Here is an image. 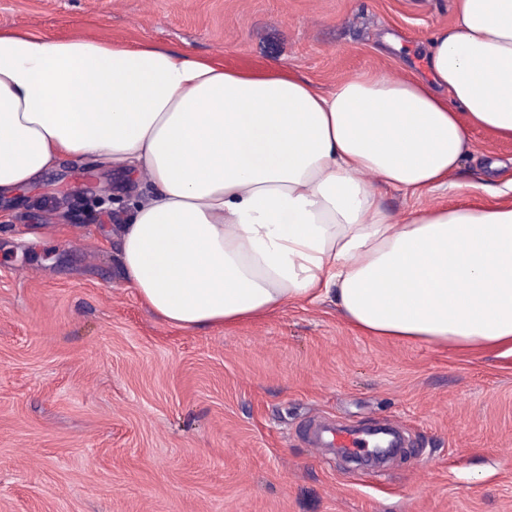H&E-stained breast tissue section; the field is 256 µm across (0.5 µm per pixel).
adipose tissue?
I'll return each mask as SVG.
<instances>
[{
    "mask_svg": "<svg viewBox=\"0 0 512 512\" xmlns=\"http://www.w3.org/2000/svg\"><path fill=\"white\" fill-rule=\"evenodd\" d=\"M474 127L512 139V0H458L425 74L329 93L276 62L0 30V195L65 156L147 174L118 260L185 330L330 297L370 336L512 350V202L397 224L364 180L445 187Z\"/></svg>",
    "mask_w": 512,
    "mask_h": 512,
    "instance_id": "1",
    "label": "adipose tissue"
}]
</instances>
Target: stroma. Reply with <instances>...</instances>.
<instances>
[{
    "instance_id": "obj_1",
    "label": "stroma",
    "mask_w": 512,
    "mask_h": 512,
    "mask_svg": "<svg viewBox=\"0 0 512 512\" xmlns=\"http://www.w3.org/2000/svg\"><path fill=\"white\" fill-rule=\"evenodd\" d=\"M456 0H0V28L279 60L322 91L423 73ZM398 44L384 47V36ZM447 191L381 186L394 221L494 202L512 140L470 132ZM99 176L110 200L85 191ZM147 176L65 157L0 196V512H512V354L368 336L330 299L181 330L125 282L114 225ZM320 423H391L360 465Z\"/></svg>"
}]
</instances>
